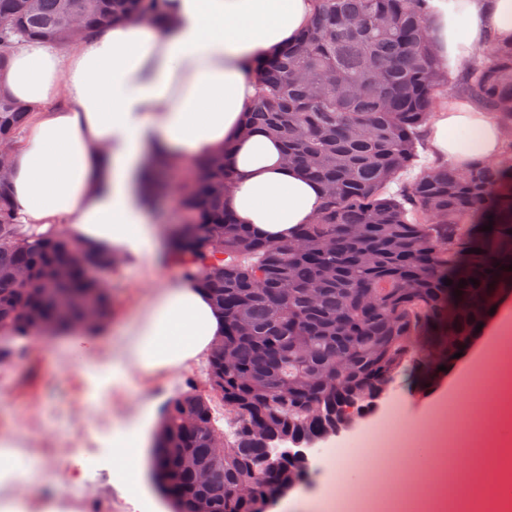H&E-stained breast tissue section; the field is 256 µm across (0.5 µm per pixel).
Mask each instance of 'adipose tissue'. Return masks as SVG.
I'll return each instance as SVG.
<instances>
[{"instance_id": "ef3b65f1", "label": "adipose tissue", "mask_w": 512, "mask_h": 512, "mask_svg": "<svg viewBox=\"0 0 512 512\" xmlns=\"http://www.w3.org/2000/svg\"><path fill=\"white\" fill-rule=\"evenodd\" d=\"M432 41L449 75L479 61L488 35L512 42V0H431ZM316 0H170L163 23L121 21L62 49L34 40L11 54L8 92L31 108L10 160L9 192L24 229L61 228L81 242L105 245L130 261L150 262L158 247L153 222L152 164L170 170L225 154L233 179L224 208L236 223L271 241L292 240L313 223L322 190L283 161L281 142L246 131L259 59L293 42L307 27ZM504 129L475 103L451 97L427 126L434 163L465 169L494 161ZM512 249L495 248L467 274L493 273L485 293L483 339L467 359L490 357L493 334L512 304L507 275L498 273ZM224 313L197 283L150 288L117 346L75 341L60 365L85 356L94 398L127 397L135 380H158L206 360L224 334ZM144 400L111 420L100 437L112 457V484L133 512H142V463L157 418ZM34 462L21 438H0V512H29L23 492Z\"/></svg>"}]
</instances>
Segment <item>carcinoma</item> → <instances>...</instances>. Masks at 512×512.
Here are the masks:
<instances>
[{
	"instance_id": "carcinoma-1",
	"label": "carcinoma",
	"mask_w": 512,
	"mask_h": 512,
	"mask_svg": "<svg viewBox=\"0 0 512 512\" xmlns=\"http://www.w3.org/2000/svg\"><path fill=\"white\" fill-rule=\"evenodd\" d=\"M167 0H0V73L31 38L68 47L134 16L158 19ZM430 0H318L294 43L252 69L247 126L281 140L284 160L316 181L323 204L291 241H268L224 211V156L192 163L180 187L183 223L169 253L224 310V358L168 399L153 478L171 512H257L263 434L327 432L356 399L366 405L421 355L418 338L446 304L445 281L488 232L470 222L512 169L476 162L418 167V148L448 89L428 36ZM484 62L457 84L512 127V43L490 38ZM28 108L0 88V141L13 145ZM0 169V363L50 310L59 332L87 322L86 302L112 315L109 277L120 255L68 234L21 232ZM31 260L24 273L19 267ZM224 425H219V422ZM223 475L196 482L194 470ZM311 472L290 458L279 485ZM249 494L228 505L224 487Z\"/></svg>"
}]
</instances>
